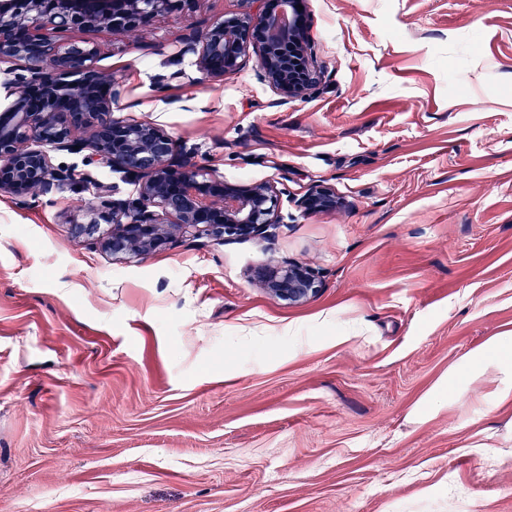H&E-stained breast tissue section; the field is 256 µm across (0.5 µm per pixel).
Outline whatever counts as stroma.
<instances>
[{
	"label": "stroma",
	"mask_w": 512,
	"mask_h": 512,
	"mask_svg": "<svg viewBox=\"0 0 512 512\" xmlns=\"http://www.w3.org/2000/svg\"><path fill=\"white\" fill-rule=\"evenodd\" d=\"M303 6L323 76L285 104L255 53L204 82L178 52L243 0L87 33L121 118L277 184L285 224L116 262L70 228L123 173L0 196V512H512V373L470 361L512 332V0ZM274 261L319 294L269 295ZM298 205L305 211L319 212L336 209V195L325 186H311L298 199ZM255 277L270 295L290 304L311 300L321 288L318 274L299 263L267 264L255 271Z\"/></svg>",
	"instance_id": "obj_1"
}]
</instances>
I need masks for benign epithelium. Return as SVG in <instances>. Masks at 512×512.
<instances>
[{"label":"benign epithelium","mask_w":512,"mask_h":512,"mask_svg":"<svg viewBox=\"0 0 512 512\" xmlns=\"http://www.w3.org/2000/svg\"><path fill=\"white\" fill-rule=\"evenodd\" d=\"M190 0H0V196L22 206L73 186L74 168L56 155L86 153L137 182L136 197L112 198L101 187L86 223L71 225L116 261L143 258L180 237L213 241L264 235L284 223L281 190L270 182L232 184L207 176L173 137L148 120L114 115L123 88L100 71L98 46L75 40L76 30L139 32ZM301 0H277L276 9L236 13L179 39V54L195 57L201 79L219 78L241 66L251 48L258 79L283 98L315 88L320 71L306 37ZM40 90L30 98L28 91ZM306 211L336 209V195L311 186L298 199ZM109 224L105 238L98 226ZM260 285L290 304L314 298L321 288L311 268L288 262L255 271Z\"/></svg>","instance_id":"1"}]
</instances>
